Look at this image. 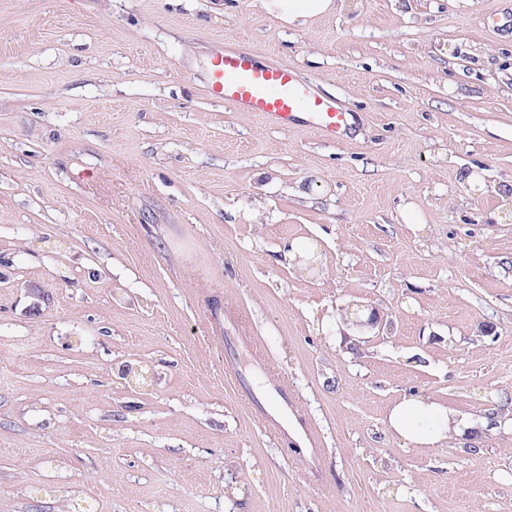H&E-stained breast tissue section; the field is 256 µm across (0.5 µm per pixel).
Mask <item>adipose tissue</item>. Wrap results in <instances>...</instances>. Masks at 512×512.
Returning <instances> with one entry per match:
<instances>
[{"mask_svg": "<svg viewBox=\"0 0 512 512\" xmlns=\"http://www.w3.org/2000/svg\"><path fill=\"white\" fill-rule=\"evenodd\" d=\"M389 431L407 445H436L483 432L486 420L458 414L421 394H405L387 411Z\"/></svg>", "mask_w": 512, "mask_h": 512, "instance_id": "1", "label": "adipose tissue"}]
</instances>
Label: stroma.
<instances>
[{"instance_id": "stroma-1", "label": "stroma", "mask_w": 512, "mask_h": 512, "mask_svg": "<svg viewBox=\"0 0 512 512\" xmlns=\"http://www.w3.org/2000/svg\"><path fill=\"white\" fill-rule=\"evenodd\" d=\"M335 2L0 0V512H512L511 430L384 425L512 405V0ZM227 46L351 130L210 99ZM267 10H275L288 23L328 14L336 8L334 0H259ZM270 387L272 392L276 395V400L272 404H267V408L259 406V411L261 412L264 423L275 435L292 439V431L288 426V419L289 411H294L293 403L280 391L277 381L273 380ZM386 424L405 445H436L453 437L470 439L488 426L484 419L460 415L416 393L402 395L389 407Z\"/></svg>"}]
</instances>
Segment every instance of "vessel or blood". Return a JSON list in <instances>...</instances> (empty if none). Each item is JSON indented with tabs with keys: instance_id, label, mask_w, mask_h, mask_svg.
<instances>
[{
	"instance_id": "b4317fda",
	"label": "vessel or blood",
	"mask_w": 512,
	"mask_h": 512,
	"mask_svg": "<svg viewBox=\"0 0 512 512\" xmlns=\"http://www.w3.org/2000/svg\"><path fill=\"white\" fill-rule=\"evenodd\" d=\"M208 89L212 98L283 129L305 128L336 141L350 127V113L335 100L321 96L312 81L295 69L262 65L253 54L235 48L215 56ZM292 408V401L284 393H277L275 402L261 411L267 428L277 436L290 437Z\"/></svg>"
}]
</instances>
